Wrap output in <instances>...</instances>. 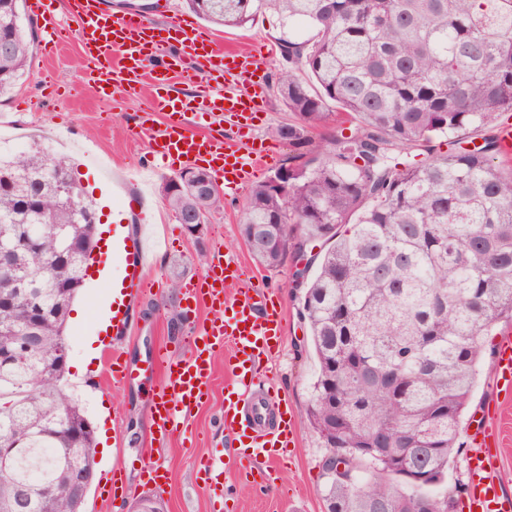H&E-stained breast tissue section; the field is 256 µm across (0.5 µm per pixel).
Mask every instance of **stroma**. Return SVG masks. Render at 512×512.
Wrapping results in <instances>:
<instances>
[{
	"label": "stroma",
	"mask_w": 512,
	"mask_h": 512,
	"mask_svg": "<svg viewBox=\"0 0 512 512\" xmlns=\"http://www.w3.org/2000/svg\"><path fill=\"white\" fill-rule=\"evenodd\" d=\"M46 17H33V40L27 74L21 84L0 97V140L25 150L33 139L45 147L72 157L74 172L86 198L97 209L104 232L112 230L113 173H133L150 157L145 141L135 133L138 115L150 99L149 88L126 94L118 102L98 98L92 83L84 77L82 50L77 42L68 43L52 59L42 52V33L47 20L78 27L70 0H46ZM296 40L308 38L304 25L284 30L277 16H258L245 28H214L228 46H250L264 54L267 74V100L258 113L249 141L269 145L271 155L259 171L266 180L295 157L306 154L311 144L335 132H349V116L340 115L328 124L307 128L306 143L292 144L273 136L275 127L293 122L282 105L275 81L288 64L280 51L285 33ZM180 164L155 173L150 197L153 218L143 225L145 233L160 246L145 274V287L133 307L131 325L122 344L125 357L142 359L152 347L175 348L192 328L183 316V289L202 275L205 259L215 248L238 254L247 281L263 292H270L283 310L281 345L271 358L269 382L295 414L298 440L287 462L276 464V474L262 481L259 474L244 473L234 463L237 444L224 429L225 385L231 378L225 355L214 361V381L209 398L196 409L188 428L175 436L159 438L150 419L148 386L99 389L94 377L100 370L112 335L102 328V314L112 295V277L120 266L104 248L98 269L90 270L71 313L69 336V375L67 393L77 400L96 430V470L85 503V512H113L112 502L103 496V475L121 458L145 455L167 472L168 483L159 496L164 512H326L321 461L322 440L311 429L305 416L316 379L317 361L307 327L300 316L302 289L292 281L291 265L278 268L261 266L241 236L240 220L252 192L242 187L235 197L225 199L223 208L211 212L201 233L179 224L169 208L161 187L177 175ZM512 326L501 323L488 336L481 371L471 397L468 416L493 408V421L502 432L500 470L503 489L512 493V395L500 392L495 378V347ZM222 460L214 490H206L199 467L208 458Z\"/></svg>",
	"instance_id": "stroma-1"
}]
</instances>
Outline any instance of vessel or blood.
<instances>
[{
	"instance_id": "obj_1",
	"label": "vessel or blood",
	"mask_w": 512,
	"mask_h": 512,
	"mask_svg": "<svg viewBox=\"0 0 512 512\" xmlns=\"http://www.w3.org/2000/svg\"><path fill=\"white\" fill-rule=\"evenodd\" d=\"M73 6L79 28L73 31L57 23L45 26V55L54 54L69 39H77L85 50L87 73L103 97L116 81L130 89L151 83L154 95L138 126L150 137L155 162L163 167L172 161L185 166L210 163L229 195L255 177L266 162L265 150L242 149L239 141L220 134L191 133V103L173 93L175 58L194 55L209 69L215 60H222L224 79L209 86L206 98L212 109L235 119L239 127H249L257 112L264 110L267 91L266 73L255 54L225 51L213 34L185 18L165 36L144 16L107 13L100 0H73ZM148 58L154 63L149 70L144 67ZM157 112L168 116L167 126L159 130L153 120ZM117 187L126 195L123 207L112 212V255L121 265L120 275L112 279V334L119 337L127 329L130 309L144 286L141 274L149 266L151 254L145 236L133 228L146 202L144 191L132 175L125 176ZM185 300L189 313H196L204 304L219 316L195 326L184 355L174 357L158 349L137 365L116 349L107 360L103 379L127 388L157 379L150 396L152 424L167 436L178 431L188 415L209 397L214 355L231 350L232 380L224 396V427L243 441L240 458L263 463L274 450L294 446L297 429L288 416L287 402L260 388L265 375L262 362L281 345V307L271 295L243 279L237 255L220 251L188 289ZM495 370L501 389L511 393V337L503 338L498 346ZM468 436L473 444L467 458L468 512H512V495L502 487L497 435L488 413L472 418ZM130 470L147 474L146 489L160 491L167 483L166 473L150 460L141 456L121 459L104 487L114 512H119L130 494L129 489H118L116 480Z\"/></svg>"
}]
</instances>
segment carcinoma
Instances as JSON below:
<instances>
[{
    "label": "carcinoma",
    "mask_w": 512,
    "mask_h": 512,
    "mask_svg": "<svg viewBox=\"0 0 512 512\" xmlns=\"http://www.w3.org/2000/svg\"><path fill=\"white\" fill-rule=\"evenodd\" d=\"M185 2L215 26L271 11L312 32L281 39L277 92L298 122L275 136L302 142L332 106L356 121L288 166L286 194L258 184L241 227L269 268L296 235L328 244L310 255L301 309L318 362L306 417L326 448V512H374L391 494L402 512H453L440 488L486 336L512 324V166L498 139L512 120V0ZM1 44L0 95L25 73L20 0H0ZM471 127L481 142L461 138ZM0 170V229L29 237L0 289L33 283L45 307L26 337L25 305H0V448L11 449L0 512H71L74 472L96 465L95 431L72 432L85 413L58 355L84 274L80 259L52 255L62 237L93 241L97 228L79 213V184L71 196L56 188L74 174L66 156L36 142L0 148ZM165 199L204 219L224 201L216 185ZM251 224L263 237L250 240Z\"/></svg>",
    "instance_id": "carcinoma-1"
}]
</instances>
